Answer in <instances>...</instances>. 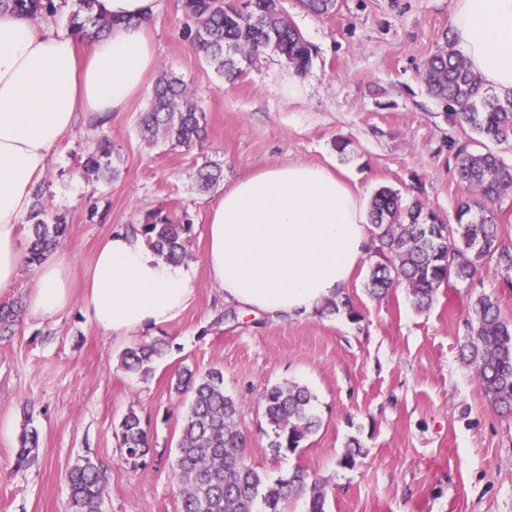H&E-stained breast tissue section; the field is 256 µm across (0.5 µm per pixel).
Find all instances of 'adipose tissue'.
Listing matches in <instances>:
<instances>
[{
  "instance_id": "adipose-tissue-1",
  "label": "adipose tissue",
  "mask_w": 512,
  "mask_h": 512,
  "mask_svg": "<svg viewBox=\"0 0 512 512\" xmlns=\"http://www.w3.org/2000/svg\"><path fill=\"white\" fill-rule=\"evenodd\" d=\"M112 26L88 52L69 35L0 12V292L24 257L21 219L51 153L80 120L112 117L143 93L156 66L150 30L159 0H98ZM454 40L471 70L512 89V0H453ZM204 267L225 301L273 317L310 313L348 284L364 258L368 213L339 171L303 163L237 179L207 208ZM72 270L47 259L27 299L39 320L73 302ZM191 275L153 254L136 230L112 232L85 275L82 306L109 336L169 323L190 303Z\"/></svg>"
}]
</instances>
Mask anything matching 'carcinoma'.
<instances>
[{"label":"carcinoma","instance_id":"carcinoma-1","mask_svg":"<svg viewBox=\"0 0 512 512\" xmlns=\"http://www.w3.org/2000/svg\"><path fill=\"white\" fill-rule=\"evenodd\" d=\"M68 29L73 35L89 30L102 33L112 20L96 12L98 0H73ZM305 10L330 15L337 0H298ZM186 17L181 37L223 82L242 74L241 64L251 63L266 51L281 57L295 73L312 64L311 46L282 9L280 0H177ZM0 10H11L32 21L52 17L55 0H0ZM427 93L449 110L448 118L464 131L498 145L512 143V89L491 92L471 71L463 55L445 42L425 63L421 73ZM140 126L145 136L162 139L171 147L189 148L203 141L207 115L183 79L171 70L159 76L149 109ZM112 143L99 134L80 157L87 178L108 183L117 176L111 162ZM461 179L473 197L459 203L456 225L450 226L424 210L422 203L403 202L400 192L379 188L369 208L371 264L367 291L383 299L403 286L413 306L424 311L444 284L467 283L484 261L498 256L512 267V252L501 246L495 207L512 195V162L491 151L470 150L463 145L457 155ZM205 189L223 180L222 168L205 161L195 171ZM45 187L33 188V202L26 217L31 245L26 264L37 266L66 235L68 224L61 215L49 216L44 206ZM192 220L181 213L156 209L148 212L139 231L149 248L165 260L182 264L190 259L186 243ZM22 303L0 302V340L15 335L21 321ZM323 313L346 314L358 321L361 314L349 297L340 293L324 301ZM461 358L475 372L478 387L501 415L512 417V321L502 315L498 301L488 294L471 303ZM163 355L158 343L129 347L122 355L124 369L142 379ZM180 395H191V404L180 431L174 469L177 476L179 512H285L294 498L305 501L304 512H328V495L318 478L298 468L286 478L269 483L250 462L247 439L239 427L238 402L224 393V372L185 368L174 384ZM314 394L300 384L273 386L263 395L264 414L272 429L270 448L295 450L320 427L314 412ZM121 442L130 459L149 454L147 432L139 415L131 410L121 424ZM39 448L37 430L19 437L16 464H25ZM69 512H101L105 483L99 467L89 458L78 460L66 473Z\"/></svg>","mask_w":512,"mask_h":512}]
</instances>
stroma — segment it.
Masks as SVG:
<instances>
[{"label": "stroma", "mask_w": 512, "mask_h": 512, "mask_svg": "<svg viewBox=\"0 0 512 512\" xmlns=\"http://www.w3.org/2000/svg\"><path fill=\"white\" fill-rule=\"evenodd\" d=\"M313 48L310 69L295 74L276 54L222 83L180 36L176 0H161L153 26L157 68H172L207 114L203 143H151L139 117L150 93L130 102L104 129L119 176L92 182L75 160L92 133L80 125L55 151L42 178L50 210L67 234L55 255L82 280L100 241L139 226L156 208L188 211L193 226L186 266L189 307L169 323L115 341L81 302L63 314L20 323L0 342V512H67L65 473L87 457L102 473V512H179L172 470L187 410L170 388L182 367L224 371V391L240 403L247 454L268 480L294 468L314 472L328 490L329 512H512V417L494 411L459 356L473 298H497L512 319V268L487 259L469 283L442 286L432 306L415 311L404 289L372 298L364 257L345 292L361 313L311 312L294 318L254 315L225 302L203 266L206 205L194 172L205 160L224 169L223 186L271 165L342 168L372 198L391 187L420 200L445 224L472 189L457 174L456 154L469 136L421 81L425 61L451 29L452 0H337L318 17L281 0ZM347 140L351 158L334 149ZM105 210L91 216L90 201ZM160 341L166 352L148 379L126 372L129 344ZM299 383L316 396L319 430L302 448L273 454L262 397L274 385ZM136 412L150 453L128 459L119 425ZM37 429L36 459L16 467L23 429ZM358 439L354 467L337 464Z\"/></svg>", "instance_id": "1"}]
</instances>
